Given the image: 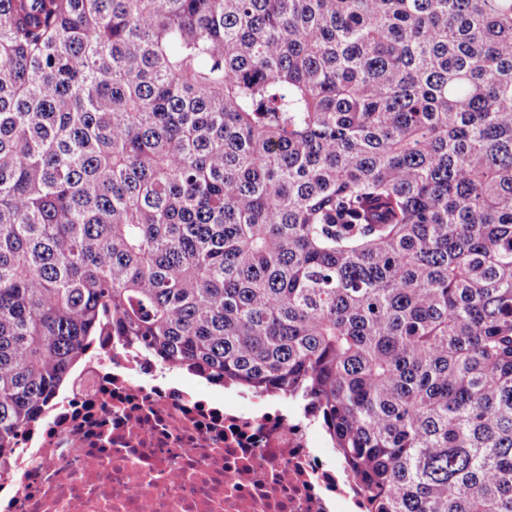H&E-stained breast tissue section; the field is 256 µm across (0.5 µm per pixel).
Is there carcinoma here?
Segmentation results:
<instances>
[{"instance_id":"cac0c4a2","label":"carcinoma","mask_w":512,"mask_h":512,"mask_svg":"<svg viewBox=\"0 0 512 512\" xmlns=\"http://www.w3.org/2000/svg\"><path fill=\"white\" fill-rule=\"evenodd\" d=\"M112 335L512 512V0H0V459Z\"/></svg>"}]
</instances>
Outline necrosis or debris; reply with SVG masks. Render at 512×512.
I'll return each instance as SVG.
<instances>
[{"label": "necrosis or debris", "instance_id": "4bbe7bcc", "mask_svg": "<svg viewBox=\"0 0 512 512\" xmlns=\"http://www.w3.org/2000/svg\"><path fill=\"white\" fill-rule=\"evenodd\" d=\"M0 512H365L358 477L266 395L187 386L103 336L0 464Z\"/></svg>", "mask_w": 512, "mask_h": 512}]
</instances>
